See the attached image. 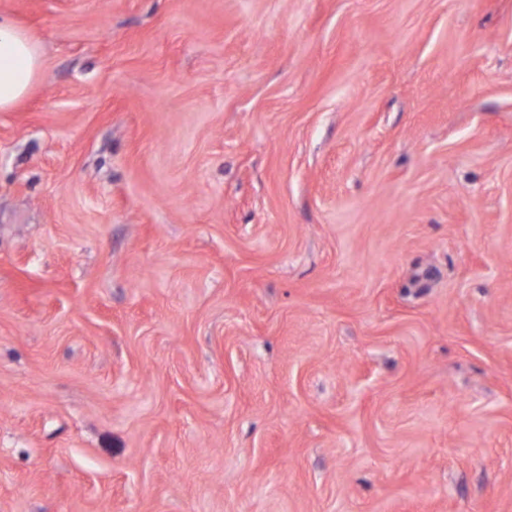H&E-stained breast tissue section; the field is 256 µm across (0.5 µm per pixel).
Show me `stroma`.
I'll return each mask as SVG.
<instances>
[{
    "mask_svg": "<svg viewBox=\"0 0 512 512\" xmlns=\"http://www.w3.org/2000/svg\"><path fill=\"white\" fill-rule=\"evenodd\" d=\"M0 11V512H512V0ZM41 43L0 12V112H10L41 79Z\"/></svg>",
    "mask_w": 512,
    "mask_h": 512,
    "instance_id": "stroma-1",
    "label": "stroma"
}]
</instances>
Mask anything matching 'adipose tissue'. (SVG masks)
I'll return each mask as SVG.
<instances>
[{
	"mask_svg": "<svg viewBox=\"0 0 512 512\" xmlns=\"http://www.w3.org/2000/svg\"><path fill=\"white\" fill-rule=\"evenodd\" d=\"M42 46L11 15L0 12V112H9L40 80Z\"/></svg>",
	"mask_w": 512,
	"mask_h": 512,
	"instance_id": "adipose-tissue-1",
	"label": "adipose tissue"
}]
</instances>
